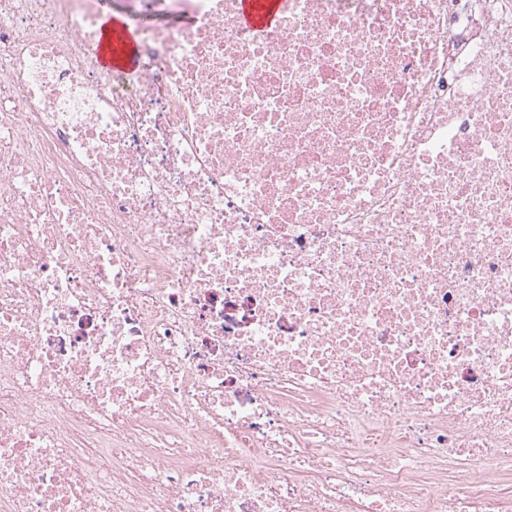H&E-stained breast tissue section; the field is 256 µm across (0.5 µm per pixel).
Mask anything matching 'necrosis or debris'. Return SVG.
I'll use <instances>...</instances> for the list:
<instances>
[{"instance_id": "4bbe7bcc", "label": "necrosis or debris", "mask_w": 512, "mask_h": 512, "mask_svg": "<svg viewBox=\"0 0 512 512\" xmlns=\"http://www.w3.org/2000/svg\"><path fill=\"white\" fill-rule=\"evenodd\" d=\"M124 3L0 0V512H512V0ZM277 21V0H241V22L247 28L264 29ZM115 21L112 20L104 26V34L107 37L112 32V26ZM125 31L118 34H112L111 38L106 39L100 31V36L93 49V54L103 69L109 71L115 70H131L139 66V56L137 51V43L135 41V31L125 25ZM132 45L131 47L129 45ZM135 47V50L133 49Z\"/></svg>"}]
</instances>
